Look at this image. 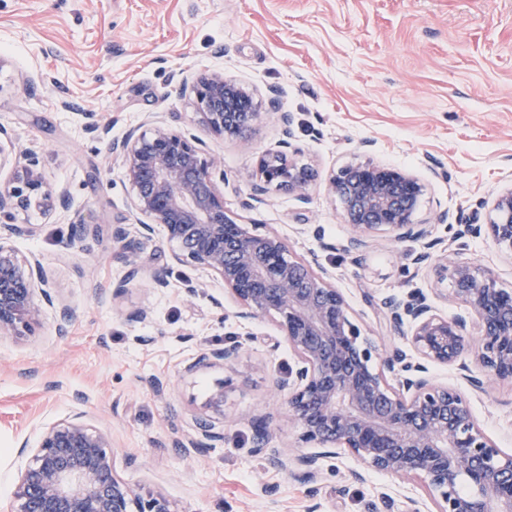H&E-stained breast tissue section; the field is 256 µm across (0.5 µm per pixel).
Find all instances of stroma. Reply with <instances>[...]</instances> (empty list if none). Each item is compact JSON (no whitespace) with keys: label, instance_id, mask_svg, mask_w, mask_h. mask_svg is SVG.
Masks as SVG:
<instances>
[{"label":"stroma","instance_id":"1","mask_svg":"<svg viewBox=\"0 0 512 512\" xmlns=\"http://www.w3.org/2000/svg\"><path fill=\"white\" fill-rule=\"evenodd\" d=\"M211 72L263 102L278 91L294 118L291 148L316 171L309 203L254 191L256 160L281 137L275 114L261 110L245 138L200 123L177 83ZM151 115L221 162L230 219L317 258L363 335L391 346L383 301L423 294L450 317L459 311L451 283L417 262V240L379 234L346 251L351 232L326 180L366 159L413 174L425 186L413 221L428 225L440 252L452 245V224L486 223L485 201L512 184V0H0V128L68 194L67 208L15 212L14 223L36 233L13 245L38 257L74 313L66 337L46 307L34 335L0 338V512H10L28 462L19 446L37 447L44 428L77 413L111 437L117 473L165 494L174 512H406L412 499L435 512L422 481L370 472L354 482L359 464L344 453L324 459L310 485L279 468L276 458L309 446L274 392L295 362L276 317L236 318L223 282L174 264L177 246L162 230L138 237L126 258L112 232L137 221L133 189L109 145ZM77 220L91 233L62 248ZM460 257L512 287V254L490 239L470 240ZM161 268L169 287L152 285ZM125 277L113 300V282ZM190 281L205 284L191 299ZM141 309L148 317L133 319ZM231 343L241 347L233 364L196 366ZM219 388L224 414L208 415ZM469 404L512 451V384L470 393ZM268 414L273 430L260 446L254 428ZM205 416L221 440L187 447Z\"/></svg>","mask_w":512,"mask_h":512}]
</instances>
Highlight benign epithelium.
<instances>
[{"label": "benign epithelium", "instance_id": "benign-epithelium-1", "mask_svg": "<svg viewBox=\"0 0 512 512\" xmlns=\"http://www.w3.org/2000/svg\"><path fill=\"white\" fill-rule=\"evenodd\" d=\"M193 91L210 131L241 138L251 133L259 103L247 85L211 73L198 77ZM279 121L285 140L258 157L255 192L272 187L306 203L315 172L288 156L291 113H279ZM110 150L134 189L132 208L149 219L136 233L161 227L179 245L176 261L224 282L238 304L237 318L277 316L296 360L274 390L314 448L279 458L277 466L309 482L322 459L344 452L364 468L423 481L437 512H512V453L485 433L458 389L430 375L432 367L455 369L476 392L491 380L512 382V289L489 271L458 261L451 249L438 256V268L450 279L461 312L442 316L423 295L387 298V325L403 345L379 349L361 334L344 295L323 271L292 256L279 235L252 234L226 217L215 181L219 163L194 139L155 123L127 132ZM23 159L8 181H0V215L67 207L65 192L45 186L37 155L25 152ZM326 190L339 200L351 229L348 251L380 233L394 241L428 236L426 225L412 220L424 185L411 174L351 164L328 179ZM491 211L495 218L484 226L457 224L454 240L485 232L512 252V186L493 197ZM33 232L32 224H0L3 337L32 332L41 304L54 306L39 260L10 244ZM238 356L235 346L214 348L197 364L224 365ZM12 497L15 512H173L163 494L145 497L120 478L108 435L77 417L45 428Z\"/></svg>", "mask_w": 512, "mask_h": 512}]
</instances>
